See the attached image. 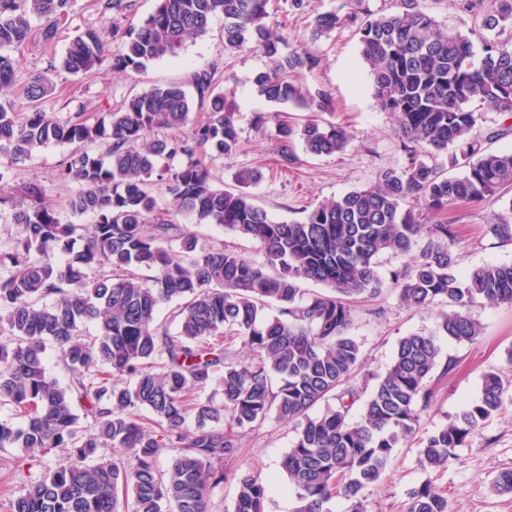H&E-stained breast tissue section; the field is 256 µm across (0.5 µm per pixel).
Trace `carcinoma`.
Listing matches in <instances>:
<instances>
[{
  "label": "carcinoma",
  "mask_w": 512,
  "mask_h": 512,
  "mask_svg": "<svg viewBox=\"0 0 512 512\" xmlns=\"http://www.w3.org/2000/svg\"><path fill=\"white\" fill-rule=\"evenodd\" d=\"M484 1L464 33L442 28L422 0H396L391 14L344 0L348 12L316 14L308 43L286 51L266 23L269 0H157L112 54L94 29L70 42L59 61L70 74L87 75L107 59L115 71L140 72L206 35L221 15L226 50L253 48L269 61L253 78L256 94L312 112L322 108L323 93L289 74L315 65L318 43L356 24L373 96L395 117L406 162L383 171L375 187L323 202L301 221H274L255 204L249 188L262 178L255 168L239 169L233 188L214 186L202 157L234 154L239 131L237 109L213 86L210 65L192 78L206 118L185 136L177 130L190 121L192 103L177 84L146 89L94 122L52 119L44 77L27 84L25 112L0 101V208L12 212L17 227L0 241V324L10 334V343L0 344V407L24 418L21 426L0 421V448L69 449L65 463L10 501V512H125L130 495L135 512H208L212 490L230 478L237 483L233 512H266L267 486L225 464L239 452L240 430L272 414L296 429L282 461L295 512H328L336 496L351 501V512H364V491L414 437L420 411L432 403L428 379L454 368L451 360L441 363L440 342L477 340L473 304L512 305V264H485L460 276L448 223L449 212L512 187V151L484 147L509 129L480 127L484 107L512 115V44L499 40L512 30V0H448L468 12ZM69 6L70 0H0V90L15 81L12 52L25 44L31 19L46 21L42 36L50 42ZM353 137L348 127L311 116L277 127L287 164L295 161L296 141L310 155L332 156ZM49 142L72 145L60 178L80 189L66 206L74 215H93V223H61L37 179L7 185L9 169ZM99 142L107 145L103 156L89 150ZM445 154L464 168L461 175H445L438 163ZM155 172L177 211L256 242L261 259L199 244L158 207ZM485 235L512 244V203ZM386 254L407 258L387 282L377 271ZM307 281L325 291L303 288ZM388 286L408 308L448 310L433 331L398 340L389 368L363 400L353 382L362 353L350 335L351 303ZM174 300L180 304L172 333L158 314ZM269 306L274 313H264ZM90 321L97 323L94 336L84 329ZM230 340L240 341L250 359H233ZM49 344L72 374L65 385L48 376ZM213 382L223 394L220 405L199 396ZM506 393L499 374L484 373L480 399L421 439L420 467H448L453 450L502 409ZM329 399L334 404L310 414ZM82 400L90 426L74 411ZM138 409L151 418L142 421ZM166 448L175 454L161 475L156 461ZM408 512H448V500L426 483L413 492Z\"/></svg>",
  "instance_id": "cac0c4a2"
}]
</instances>
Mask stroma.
<instances>
[{
  "mask_svg": "<svg viewBox=\"0 0 512 512\" xmlns=\"http://www.w3.org/2000/svg\"><path fill=\"white\" fill-rule=\"evenodd\" d=\"M128 2L125 13L105 15L99 0H74L50 44L42 39V20L32 19L27 43L14 53L18 61L15 81L0 91V101H10L15 111H25L27 82L37 74L47 73L52 78V91L45 103L47 112L60 121L78 113L92 118L124 108L143 89L190 83L199 66L215 65L218 89L238 108L240 148L235 154L208 159L213 181L228 188L233 186L238 169L259 168L263 178L251 192L256 204L279 221L302 220L321 202L353 189L370 188L377 184L382 171L404 165L395 119L375 102L372 80L361 59L356 27L352 24L322 40L318 45L319 64L299 71L296 78L311 91L326 94L319 120L350 125L354 139L342 153L329 157L308 155L301 145H294L298 160L286 168L278 154L275 108L256 95L252 84L254 74L265 69L267 60L257 50H225L222 18L213 20L207 35L187 40L176 55L155 61L140 72L116 73L106 63L88 77L58 69L68 42L79 32L88 28L103 31L108 51H115L123 31L139 25L157 5V0ZM340 4L341 0H305L304 9L297 10L291 0H270L267 23L294 47L308 37V23L314 14ZM259 112L269 116L260 129L254 125ZM69 150L66 144L45 145L9 172L14 186L34 179L41 181L65 224L77 219L65 206L75 185L59 177L60 164ZM511 205L512 189L504 191L499 199L451 214L450 221L462 236L455 246L459 272L485 263H512V245L493 244L484 235L486 224L505 214ZM77 220L89 224L93 217L87 214ZM439 311L436 305L419 310L406 308L396 292L390 290L356 304L351 334L360 342L364 357L363 368L356 377L359 388L370 391L373 376L383 374L390 365L398 339L409 333L431 331ZM470 314L481 324L483 334L472 344L442 343V358L453 359L455 367L448 374L432 375L430 386L435 397L420 414V433L454 422L463 409L473 405L481 395L485 372H498L505 384L512 386V363L507 360V352L512 349V306L477 303ZM294 439L292 427L273 417L242 433L241 448L231 467L267 484L268 512H295V494L281 469V461ZM418 455L413 442L396 449L387 472L366 492L367 512H406L411 492L427 482L447 497L448 512H512V493L492 490L497 476L512 471V405L486 421L466 445L455 449L446 469L426 472L418 464ZM63 456L59 449L47 454L37 449L0 450V512H7L9 500L28 483L43 477Z\"/></svg>",
  "mask_w": 512,
  "mask_h": 512,
  "instance_id": "stroma-1",
  "label": "stroma"
}]
</instances>
